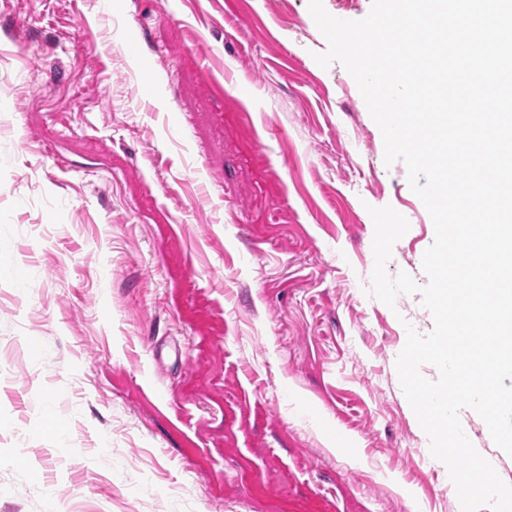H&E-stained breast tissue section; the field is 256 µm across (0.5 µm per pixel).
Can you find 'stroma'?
Returning <instances> with one entry per match:
<instances>
[{"instance_id": "obj_1", "label": "stroma", "mask_w": 512, "mask_h": 512, "mask_svg": "<svg viewBox=\"0 0 512 512\" xmlns=\"http://www.w3.org/2000/svg\"><path fill=\"white\" fill-rule=\"evenodd\" d=\"M326 47L307 0H0V512H461L395 367L432 315L367 293L369 207L421 284L433 224Z\"/></svg>"}]
</instances>
